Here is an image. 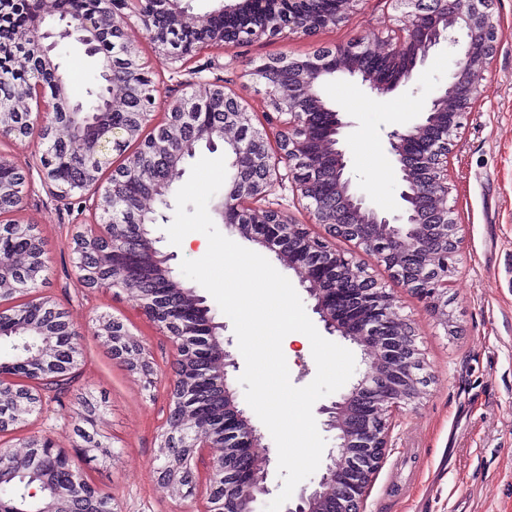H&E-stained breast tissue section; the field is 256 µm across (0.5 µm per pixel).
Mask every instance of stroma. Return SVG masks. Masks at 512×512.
<instances>
[{
  "label": "stroma",
  "mask_w": 512,
  "mask_h": 512,
  "mask_svg": "<svg viewBox=\"0 0 512 512\" xmlns=\"http://www.w3.org/2000/svg\"><path fill=\"white\" fill-rule=\"evenodd\" d=\"M499 38L492 66L453 153L448 158V203L462 226L465 244L449 274L448 319L395 282L384 266L351 243L336 248L355 253L371 276L392 293L398 313L415 328L427 381L423 396L396 412L386 457L373 477L365 512H512V0H493ZM396 12L390 0H360L348 22L303 37L283 34L230 49L213 48L192 60L207 77L224 79L226 92L238 95L262 122L269 111L264 81L255 67L282 54L300 58L320 47H332L357 35L387 50L397 36ZM73 91L86 97L96 89L98 61L77 43L61 42L56 50ZM447 46L433 50L412 79L393 93L371 94L360 80L340 75L321 88L322 97L340 105L349 123L343 134L347 172L368 203L389 217L399 216L400 173L387 143L388 132L415 124L435 91L455 70ZM279 205L289 220L311 223L291 183L277 185L256 210ZM151 235L157 249L183 286L180 265L188 252L170 243L165 231L174 206L156 205ZM36 224L51 262L45 273V295L69 315L81 335L79 372L71 396L44 404L26 425L0 434V447L23 452L34 440L52 438L76 470L93 487L111 494L122 512H178L181 501L161 481L160 436L168 412L172 346L157 325L141 314L137 294L118 288H86L72 262V236L90 214L79 213L36 187L20 213ZM123 322L144 351L153 373L143 377L127 362L113 359L111 343L99 328L100 316ZM101 400L100 429L110 445L108 455L90 457L74 445L82 420L74 396Z\"/></svg>",
  "instance_id": "35a3bbf8"
}]
</instances>
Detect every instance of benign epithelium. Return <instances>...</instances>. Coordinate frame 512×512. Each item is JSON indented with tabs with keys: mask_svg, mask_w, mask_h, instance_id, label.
Listing matches in <instances>:
<instances>
[{
	"mask_svg": "<svg viewBox=\"0 0 512 512\" xmlns=\"http://www.w3.org/2000/svg\"><path fill=\"white\" fill-rule=\"evenodd\" d=\"M108 9L78 23L59 21L38 24L23 31L21 39L28 48L27 62L34 72H60L52 52L64 40H73L96 54L101 34L109 27L126 30L129 15L120 6L128 0H107ZM360 0H330L321 11L307 8V0H228L224 4V29L212 33L184 52H174L157 39L152 13L139 8L136 18L149 38L156 41L158 58L169 64L173 74L182 72L178 63L206 53L214 46L227 48L262 36L274 38L285 30L308 36L330 25L348 21ZM400 12L403 28L390 51L381 56L371 42L359 36L348 42L326 47L311 56L292 58L280 55L270 58L260 70L288 74V83L269 91L274 112L265 113L262 127L253 123V115L241 104L239 97L224 94V121L202 128L198 138L213 144L224 142V152L231 158L235 174L224 195L222 213L232 214L234 221L226 228L258 243L275 253L280 261L293 269L300 285L315 301L313 311L319 315L325 330L333 335L360 344L374 359L366 362L361 377L350 389L340 394L319 412L327 415L326 430L336 431L338 447L352 448L354 454H329L320 478L311 489L303 488L286 512H363L364 502L373 474L380 467L388 448L389 420L393 411L420 398V376L424 362L415 343L410 323L396 317L391 293L372 279L365 267L352 254L336 250L331 241L343 239L357 249L373 253L391 276L408 291L427 300L440 310L441 321L448 318L440 301L448 288L449 261L461 251L463 236L455 210L444 204L448 197V157L452 154L459 130L472 112L480 96L483 81L489 72L498 40V24L491 12V0H391ZM168 13L170 22L187 31L211 28L212 13L193 14L180 5V0H153ZM447 43L457 56L455 71L448 83L431 99L427 112L416 124L395 129L389 134V153L401 172L400 198L403 213L391 221L383 212L367 204L364 194L355 190L347 176L348 158L342 147L344 129L350 127L341 106L324 101L317 87L327 78L346 73L361 77L370 91L385 96L395 91L417 65L425 62L430 51ZM120 55L129 64L127 89L124 94L104 100L96 107V117L108 111L112 121H99L101 129L90 139L98 167L110 164L111 151L120 144L138 137L139 128L155 127L153 112L142 113L140 121L129 119L123 111L125 95L141 86L156 89L153 69L142 62L130 42L101 53V75L111 78L108 61ZM179 87L192 90L200 102L210 99L212 92L224 90V78L202 77L178 81ZM40 83H29L19 89L14 111L30 115V127L42 133L52 126L58 110L68 109L69 126L78 127L77 116L89 109L72 96L71 84L57 80L54 98L47 101L35 91ZM185 95L165 96L160 108L170 117L160 128L161 141L149 143L154 155L169 171H181L180 164L190 143L183 140V131L192 126V113L183 108ZM37 102L32 112L31 101ZM288 114L286 121L281 115ZM285 167L288 179L307 200L310 219L324 226L327 239L310 235L301 224H294L276 208H269L257 220L250 202L270 194ZM27 168H36L42 182L53 187L52 197L68 205L78 203L81 212L94 214L107 206V192L101 189L97 175L88 174L60 189L46 153L34 149ZM151 183L150 200H167V180L146 175ZM34 184L25 176L24 186L0 182V195L14 196V213L24 210ZM145 247L142 235H112V286L131 289L130 273L135 269ZM141 311L159 328H178L171 336L173 371L169 390V412L161 434L163 448H182L179 456L166 457V470L181 475L189 473L188 463L195 455L207 462L212 477L225 480L224 453L211 439L208 415L195 407L181 406L186 390L198 398L219 394L224 401V439L235 448L231 463L232 488L224 489L221 508L210 504L197 508L185 505L179 512H254L263 497L269 495L266 480L271 463L269 447L262 444L250 419L238 407L235 389L228 381L229 371L239 368L235 355L223 347L214 331L201 323L210 307L195 294L183 295L164 312H159L154 299L142 296ZM31 319V311H5L0 304V335H6L18 320ZM209 338V352L204 362L192 372L191 387L182 382V364L190 356L197 336ZM127 332L122 322L112 320V352L120 358L128 353ZM50 345L44 344L32 359L37 367L15 365L6 373L0 366V398L13 393L14 386L24 380L38 388L39 399L59 377L54 361L49 359ZM16 459L10 450L0 449V485L11 484L16 476ZM363 477L352 481L345 472Z\"/></svg>",
	"mask_w": 512,
	"mask_h": 512,
	"instance_id": "benign-epithelium-1",
	"label": "benign epithelium"
}]
</instances>
